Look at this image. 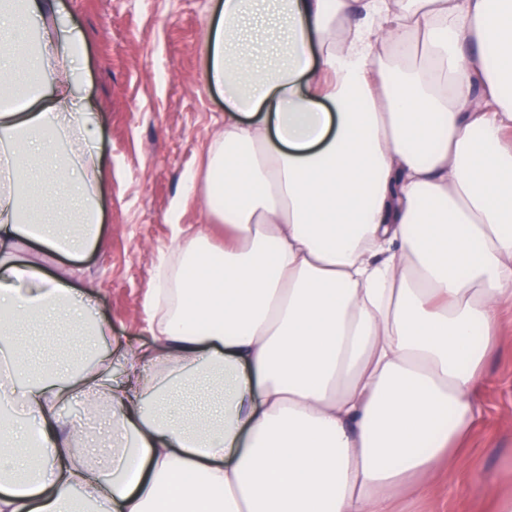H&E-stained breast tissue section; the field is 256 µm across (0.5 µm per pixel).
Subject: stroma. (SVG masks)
Here are the masks:
<instances>
[{"mask_svg": "<svg viewBox=\"0 0 512 512\" xmlns=\"http://www.w3.org/2000/svg\"><path fill=\"white\" fill-rule=\"evenodd\" d=\"M58 23L82 31L88 53L79 82L101 117L98 147L112 162L102 183V240L81 259L45 257L48 274L89 283L112 336L151 343L142 309L159 262L176 240L208 233L224 243L202 203L176 209L184 178L199 170L224 126V95L206 86L203 42L222 0H56ZM499 345L488 358L482 415L437 466L424 495L397 512H491L512 494V307L498 315Z\"/></svg>", "mask_w": 512, "mask_h": 512, "instance_id": "35a3bbf8", "label": "stroma"}]
</instances>
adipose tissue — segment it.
I'll return each instance as SVG.
<instances>
[{
  "mask_svg": "<svg viewBox=\"0 0 512 512\" xmlns=\"http://www.w3.org/2000/svg\"><path fill=\"white\" fill-rule=\"evenodd\" d=\"M205 49L224 129L183 196L224 250L177 243L117 380L89 290L41 263L99 241L85 40L54 0H0V512H394L480 414L512 305V0H224ZM72 135L82 153L29 168ZM60 318L92 369L32 368ZM77 398L109 414L101 463Z\"/></svg>",
  "mask_w": 512,
  "mask_h": 512,
  "instance_id": "obj_1",
  "label": "adipose tissue"
}]
</instances>
